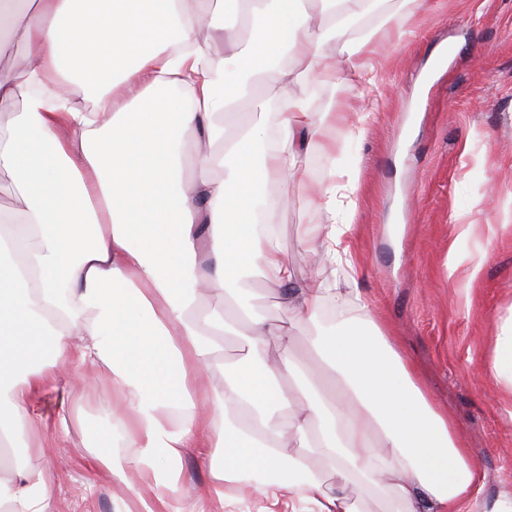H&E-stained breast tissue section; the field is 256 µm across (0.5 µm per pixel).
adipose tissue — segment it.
<instances>
[{
  "instance_id": "adipose-tissue-1",
  "label": "adipose tissue",
  "mask_w": 512,
  "mask_h": 512,
  "mask_svg": "<svg viewBox=\"0 0 512 512\" xmlns=\"http://www.w3.org/2000/svg\"><path fill=\"white\" fill-rule=\"evenodd\" d=\"M374 0H270L247 53L209 58L202 28L234 44L224 0H0V59L24 51L21 70L0 68V170L17 208H0V439H20L28 406L56 386L72 361L106 371L124 413L131 455H97L122 481L126 467L155 451L171 460L216 446L220 498L259 482L271 504L306 500L311 512H362L369 495L394 512H472L481 482L460 431L437 406L398 343L368 313L335 333L317 331L316 369L291 352V329L315 324L330 295L321 273L298 283L276 238L259 234L263 188L306 183L304 157L334 152L325 139L339 112L311 111L305 89L322 50L347 38L352 18ZM291 54L281 74L277 147L241 105L263 111L246 71L270 67L272 48ZM77 84L95 100L83 112L63 97ZM207 145L182 176L185 130ZM325 221L306 240L327 263L347 258V225L336 191ZM256 265L283 288L287 323L251 320L238 330L216 313L198 318L199 288L234 300L248 291L242 267ZM238 334L245 350L208 395L215 337ZM307 449L327 461L330 482L311 473ZM52 484L38 469L0 482V512H50Z\"/></svg>"
}]
</instances>
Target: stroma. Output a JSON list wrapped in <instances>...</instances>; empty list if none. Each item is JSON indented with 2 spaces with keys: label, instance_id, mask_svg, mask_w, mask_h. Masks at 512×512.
I'll return each mask as SVG.
<instances>
[{
  "label": "stroma",
  "instance_id": "1",
  "mask_svg": "<svg viewBox=\"0 0 512 512\" xmlns=\"http://www.w3.org/2000/svg\"><path fill=\"white\" fill-rule=\"evenodd\" d=\"M404 16L413 37L384 56L378 87L382 111L367 115L372 89L351 70L348 52L327 47L336 74L318 83L315 112L347 108L344 123L326 131L335 151L305 157L309 186L272 182L270 198L287 196L271 220L283 256L299 280L313 271L304 231L317 223L316 188L337 183L342 168L357 172L348 208L353 270L327 279L357 294L370 315L418 365L432 398L465 433L492 500L512 490V390L489 372L498 334L512 318V0H431L408 13L402 0H383L363 32L391 14ZM240 304L250 316L287 322L279 291L249 272ZM80 398L78 412L60 425V394L47 389L32 402L39 424L23 438L24 461L52 476V512H142L137 468L123 483L96 472L93 449L112 436L122 411L105 374L71 364L62 377ZM220 448H190L181 460L155 454L160 475L176 473L163 493L171 502L201 500L204 512H305L297 500L270 506L259 485L240 487L233 501L207 498Z\"/></svg>",
  "mask_w": 512,
  "mask_h": 512
}]
</instances>
